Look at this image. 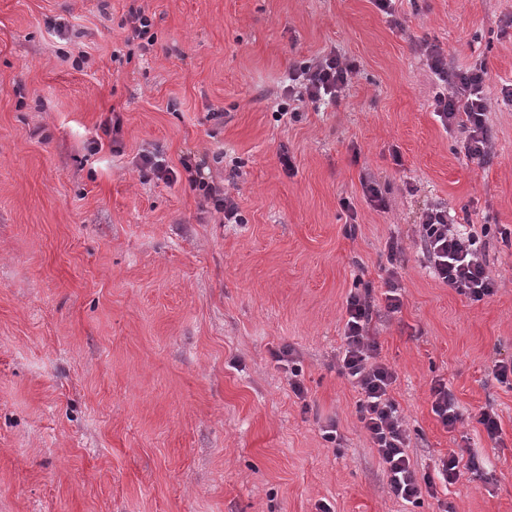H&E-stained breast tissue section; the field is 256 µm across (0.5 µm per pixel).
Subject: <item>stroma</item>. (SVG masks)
Masks as SVG:
<instances>
[{
    "mask_svg": "<svg viewBox=\"0 0 512 512\" xmlns=\"http://www.w3.org/2000/svg\"><path fill=\"white\" fill-rule=\"evenodd\" d=\"M138 8L153 42L132 34ZM393 9L0 0V512H512V387L494 376L512 360V0ZM423 41L453 68L485 62L488 163L434 117ZM332 51L356 66L346 97L279 115L289 68ZM115 115L122 153L90 151ZM145 151L172 181L138 167ZM187 156L240 223L190 185ZM428 206L487 228L495 295L434 277L416 226ZM392 269L403 307L372 329L411 458L423 474L451 451L479 464L415 504L391 493L338 373L347 297L381 296ZM438 379L465 417L451 432L431 411Z\"/></svg>",
    "mask_w": 512,
    "mask_h": 512,
    "instance_id": "obj_1",
    "label": "stroma"
}]
</instances>
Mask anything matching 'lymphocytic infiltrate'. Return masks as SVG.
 <instances>
[{"instance_id":"obj_1","label":"lymphocytic infiltrate","mask_w":512,"mask_h":512,"mask_svg":"<svg viewBox=\"0 0 512 512\" xmlns=\"http://www.w3.org/2000/svg\"><path fill=\"white\" fill-rule=\"evenodd\" d=\"M422 51L431 73L445 86L433 98L434 116L445 130L464 133L463 147L469 159L486 161L492 153L493 135L483 90L485 65L456 70L449 67L440 47L426 43ZM353 72V64L341 56L324 55L290 68L282 93L299 102H335L348 90ZM417 232L423 253L439 281L475 302L496 293L498 283L484 260L485 242L476 231L453 224L447 211L434 206L420 213ZM379 304L386 312H400L403 301L396 278H389L382 302H375L368 293L348 296L339 372L361 394L359 420L377 451L392 494L402 502L414 504L422 495L436 496L437 481L455 484L463 470H476L477 464H462L460 456L452 452L438 463L439 479L418 472L409 454L398 407L390 396L396 376L380 362L379 344L371 332L374 308Z\"/></svg>"}]
</instances>
